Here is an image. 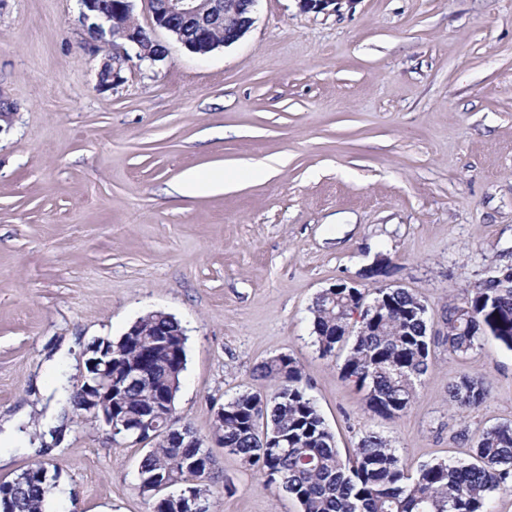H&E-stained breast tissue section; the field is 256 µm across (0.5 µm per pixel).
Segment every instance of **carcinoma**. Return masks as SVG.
Listing matches in <instances>:
<instances>
[{"instance_id":"cac0c4a2","label":"carcinoma","mask_w":512,"mask_h":512,"mask_svg":"<svg viewBox=\"0 0 512 512\" xmlns=\"http://www.w3.org/2000/svg\"><path fill=\"white\" fill-rule=\"evenodd\" d=\"M315 345L323 356L349 346L339 368L342 380L364 392L377 414L404 412L417 392V382L430 365L433 337L428 309L418 295L382 284L372 292L360 288H326L310 307ZM442 323L448 352L466 355L490 335L512 350V269L500 268L467 289L444 309ZM181 329L179 322L151 313L133 328L135 335L117 342L122 360L112 370L154 356V388L128 385L113 401L116 412L130 419L149 405L162 407L176 398L183 369L164 351H155L156 332ZM271 390L239 392L224 402V420L213 433L224 434V448L259 472L265 485L296 500L301 512H489L495 492L512 490V425L485 429L474 461L438 460L410 471L390 441L364 434L352 457L343 459L328 427L303 383L302 367L292 354H279L258 366ZM458 409L481 405L489 387L480 376L464 374L448 385ZM168 439L146 449L137 473L140 494L153 499L152 512H172L167 500L153 494L149 479L195 489L210 502L203 479L212 468L207 448H185L178 423ZM281 438L277 448L265 447V435ZM52 464L28 466L11 481L7 512H44L46 493L55 487Z\"/></svg>"}]
</instances>
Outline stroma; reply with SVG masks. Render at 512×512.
<instances>
[{
    "label": "stroma",
    "mask_w": 512,
    "mask_h": 512,
    "mask_svg": "<svg viewBox=\"0 0 512 512\" xmlns=\"http://www.w3.org/2000/svg\"><path fill=\"white\" fill-rule=\"evenodd\" d=\"M135 19L169 56L103 89L77 0L0 6V97L16 112L0 134V481L50 461V512H151L142 448L79 419L62 390L88 342L157 310L187 337L176 415L210 445L214 512H299L212 442L225 399L268 390L256 367L282 353L344 454L373 432L412 469L466 461L483 430L512 425L497 341L458 357L436 340L389 418L341 380L344 351L320 356L309 322L338 280L374 288L382 254L438 333L451 300L512 264V0H260L251 30L203 58L143 0ZM219 170L237 183L176 190ZM464 374L489 395L463 415L448 384Z\"/></svg>",
    "instance_id": "35a3bbf8"
}]
</instances>
